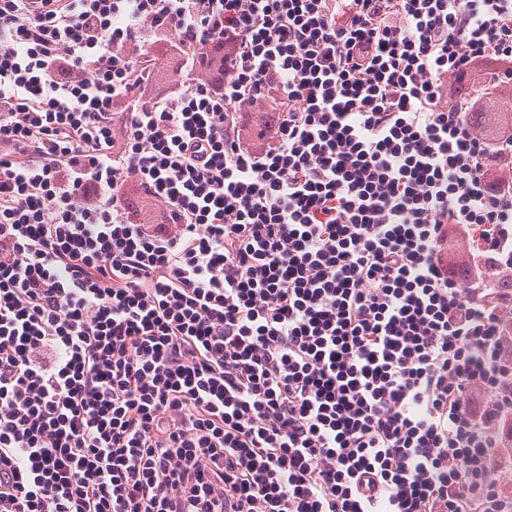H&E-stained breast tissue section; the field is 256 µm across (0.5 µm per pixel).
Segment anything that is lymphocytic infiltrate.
Returning a JSON list of instances; mask_svg holds the SVG:
<instances>
[{
    "mask_svg": "<svg viewBox=\"0 0 512 512\" xmlns=\"http://www.w3.org/2000/svg\"><path fill=\"white\" fill-rule=\"evenodd\" d=\"M42 4L0 0V512H512V140L448 102L512 83V0ZM158 65L152 78L150 93L163 94L167 91L171 76L180 65L182 57L169 46L159 47L156 50ZM465 236L463 229L460 226H450L448 229V252L449 257L454 263L457 264H471L472 259L466 249L460 246L462 238Z\"/></svg>",
    "mask_w": 512,
    "mask_h": 512,
    "instance_id": "f902f5d3",
    "label": "lymphocytic infiltrate"
}]
</instances>
